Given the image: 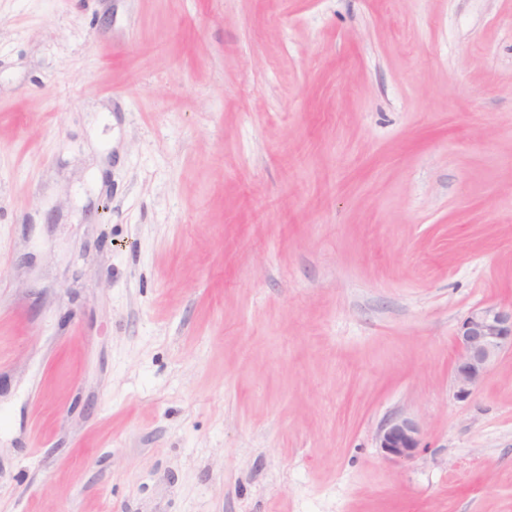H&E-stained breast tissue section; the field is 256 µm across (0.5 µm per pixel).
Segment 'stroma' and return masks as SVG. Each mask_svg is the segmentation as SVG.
I'll return each mask as SVG.
<instances>
[{
    "label": "stroma",
    "instance_id": "1",
    "mask_svg": "<svg viewBox=\"0 0 512 512\" xmlns=\"http://www.w3.org/2000/svg\"><path fill=\"white\" fill-rule=\"evenodd\" d=\"M483 304L512 0H0V512H512ZM455 345L454 385L463 397L479 385L503 351H512V304L471 309L457 325ZM419 427L407 416H395L377 432V442L385 457L391 461L412 458L420 449Z\"/></svg>",
    "mask_w": 512,
    "mask_h": 512
}]
</instances>
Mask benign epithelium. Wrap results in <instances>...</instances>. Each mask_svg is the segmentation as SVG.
I'll return each mask as SVG.
<instances>
[{"mask_svg": "<svg viewBox=\"0 0 512 512\" xmlns=\"http://www.w3.org/2000/svg\"><path fill=\"white\" fill-rule=\"evenodd\" d=\"M455 345L454 385L463 397L479 385L503 351H512V304L471 309L457 325ZM376 439L391 461L410 459L420 449L419 427L407 416L386 421Z\"/></svg>", "mask_w": 512, "mask_h": 512, "instance_id": "7a95c632", "label": "benign epithelium"}]
</instances>
